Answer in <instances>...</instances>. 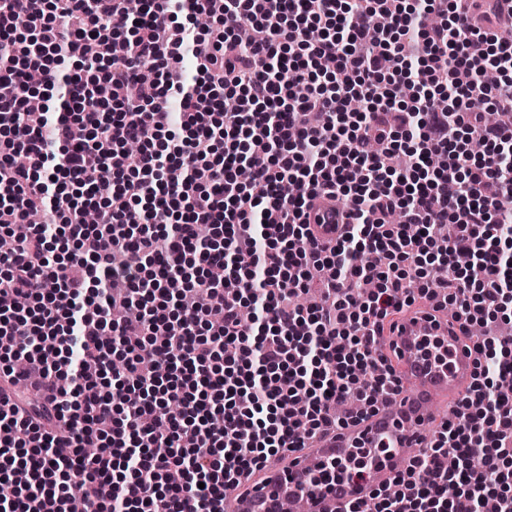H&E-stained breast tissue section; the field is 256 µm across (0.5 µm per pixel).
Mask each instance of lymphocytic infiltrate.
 <instances>
[{
	"mask_svg": "<svg viewBox=\"0 0 512 512\" xmlns=\"http://www.w3.org/2000/svg\"><path fill=\"white\" fill-rule=\"evenodd\" d=\"M466 8L0 0V374L34 394L0 407V512H69L76 493L90 512H224L226 489L345 426L337 405L394 395L388 317L418 297L471 326L512 307V32L463 26ZM118 39L124 57L83 55ZM32 69L62 91L34 121ZM256 153L272 159L239 181ZM322 193L351 222L319 248L304 215ZM475 350L453 419L344 512H512V339Z\"/></svg>",
	"mask_w": 512,
	"mask_h": 512,
	"instance_id": "f902f5d3",
	"label": "lymphocytic infiltrate"
}]
</instances>
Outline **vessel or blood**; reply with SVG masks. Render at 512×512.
Masks as SVG:
<instances>
[{
    "label": "vessel or blood",
    "mask_w": 512,
    "mask_h": 512,
    "mask_svg": "<svg viewBox=\"0 0 512 512\" xmlns=\"http://www.w3.org/2000/svg\"><path fill=\"white\" fill-rule=\"evenodd\" d=\"M336 211V203L325 197L314 200L308 209L306 222L316 244L325 246L339 238L343 226L336 221ZM427 336L439 337L447 345V365L426 357L422 340ZM376 354L400 366V393L363 420L319 438L308 455L289 454L277 470L242 489L240 497H228L226 512H281L285 500L298 496L309 464L341 459L358 449L372 456L364 477L309 495L308 512H343L347 503L367 499L418 454L423 428L436 418L439 399L469 390L475 371L476 354L463 322L428 305L397 317L379 338Z\"/></svg>",
    "instance_id": "b4317fda"
}]
</instances>
